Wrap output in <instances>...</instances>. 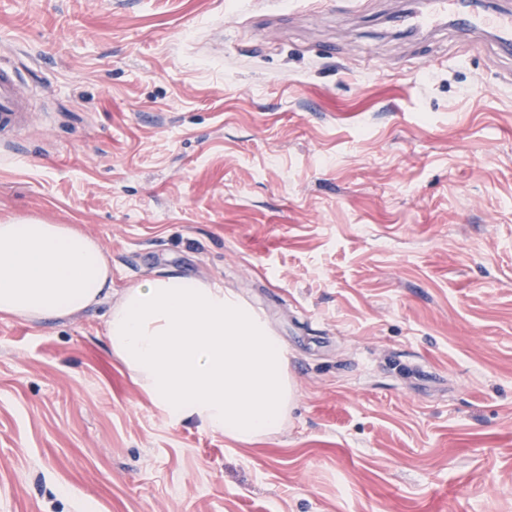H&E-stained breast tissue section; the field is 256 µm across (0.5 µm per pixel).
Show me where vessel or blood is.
<instances>
[{
	"label": "vessel or blood",
	"mask_w": 512,
	"mask_h": 512,
	"mask_svg": "<svg viewBox=\"0 0 512 512\" xmlns=\"http://www.w3.org/2000/svg\"><path fill=\"white\" fill-rule=\"evenodd\" d=\"M455 21L463 29H479L492 33L505 44L512 43V11H496L486 6L462 9L458 0H432L421 12L402 16L399 26L408 30H427ZM29 100L24 94L16 71L0 63V136L10 134L28 119Z\"/></svg>",
	"instance_id": "b4317fda"
}]
</instances>
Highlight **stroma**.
<instances>
[{"instance_id":"1","label":"stroma","mask_w":512,"mask_h":512,"mask_svg":"<svg viewBox=\"0 0 512 512\" xmlns=\"http://www.w3.org/2000/svg\"><path fill=\"white\" fill-rule=\"evenodd\" d=\"M323 2L0 0V223L233 289L296 389L241 443L141 392L113 297L1 317L0 512H512V56ZM16 71L0 63V136L10 134L28 119L29 99L24 94Z\"/></svg>"}]
</instances>
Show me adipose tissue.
<instances>
[{
    "label": "adipose tissue",
    "mask_w": 512,
    "mask_h": 512,
    "mask_svg": "<svg viewBox=\"0 0 512 512\" xmlns=\"http://www.w3.org/2000/svg\"><path fill=\"white\" fill-rule=\"evenodd\" d=\"M112 296L102 246L71 224H0V316L65 319ZM113 355L176 422L241 442L276 433L294 387L287 352L237 292L166 273L124 288L105 323Z\"/></svg>",
    "instance_id": "obj_1"
}]
</instances>
